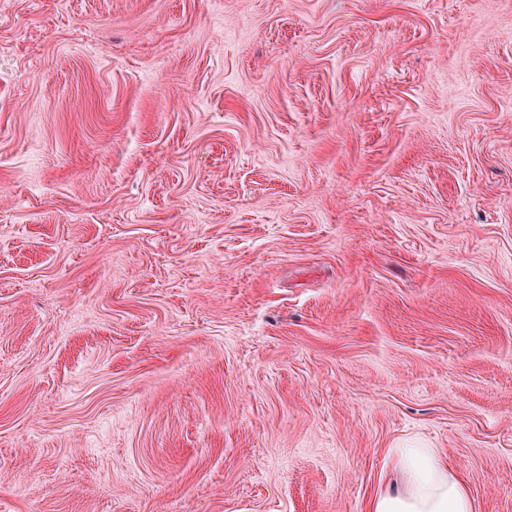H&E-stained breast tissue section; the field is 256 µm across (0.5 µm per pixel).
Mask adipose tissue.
I'll return each mask as SVG.
<instances>
[{
	"label": "adipose tissue",
	"instance_id": "obj_1",
	"mask_svg": "<svg viewBox=\"0 0 512 512\" xmlns=\"http://www.w3.org/2000/svg\"><path fill=\"white\" fill-rule=\"evenodd\" d=\"M397 462L406 482L379 491L369 512H475L462 480L434 448H402Z\"/></svg>",
	"mask_w": 512,
	"mask_h": 512
}]
</instances>
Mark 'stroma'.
Segmentation results:
<instances>
[{"instance_id":"1","label":"stroma","mask_w":512,"mask_h":512,"mask_svg":"<svg viewBox=\"0 0 512 512\" xmlns=\"http://www.w3.org/2000/svg\"><path fill=\"white\" fill-rule=\"evenodd\" d=\"M512 512V0H0V512ZM397 462L405 485L379 491L370 512H475L464 481L437 449L400 448Z\"/></svg>"}]
</instances>
